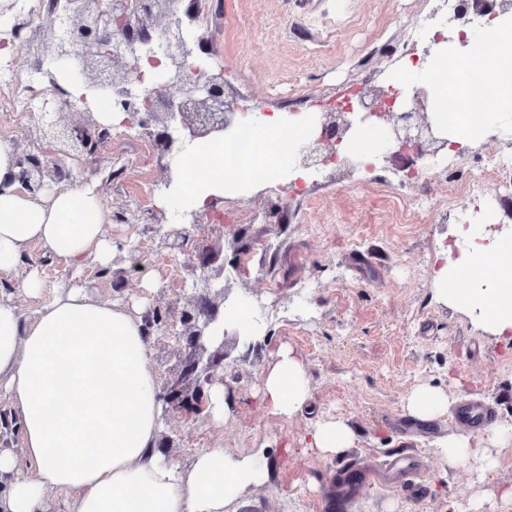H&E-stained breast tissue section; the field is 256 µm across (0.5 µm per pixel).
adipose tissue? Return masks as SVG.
I'll use <instances>...</instances> for the list:
<instances>
[{"mask_svg": "<svg viewBox=\"0 0 512 512\" xmlns=\"http://www.w3.org/2000/svg\"><path fill=\"white\" fill-rule=\"evenodd\" d=\"M492 42L467 34V46H441L429 63L405 59L403 92L422 87L436 119L464 143L483 136L496 117L512 109V18H494ZM465 72L468 84L456 75ZM251 145L238 137L200 140L175 160L176 177L166 210L199 213L211 198L233 197L270 181L296 184L309 173L288 158L315 126L311 113H247ZM21 150L0 137V274L17 286L0 292V399L15 412L22 448H0V512H51L54 495H68L69 512H226L246 492L266 483L272 465L264 451L233 455L204 448L188 471H179L157 446L166 403L152 368L153 351L141 318L125 307L90 299L83 287L50 283L39 267L22 269L32 246L82 271L87 262L111 267V222L92 184L76 183L35 195L17 179ZM432 287L438 299L464 308L496 335L512 333V234L487 239L482 229L460 231L453 250L436 256ZM38 302L33 316L22 304ZM310 396L304 361L279 351L264 369L261 400L271 413L295 416ZM449 407L446 392L424 384L412 391L407 412L424 422ZM354 432L323 420L309 432L308 447L335 454ZM512 443V426L492 425L458 434L439 445L449 467L480 477L496 462L487 443ZM31 462L21 470L19 459Z\"/></svg>", "mask_w": 512, "mask_h": 512, "instance_id": "obj_1", "label": "adipose tissue"}]
</instances>
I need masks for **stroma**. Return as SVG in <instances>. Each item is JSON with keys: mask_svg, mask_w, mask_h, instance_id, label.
<instances>
[{"mask_svg": "<svg viewBox=\"0 0 512 512\" xmlns=\"http://www.w3.org/2000/svg\"><path fill=\"white\" fill-rule=\"evenodd\" d=\"M37 17L0 62L11 76L0 98L25 90L26 61L50 33L43 0H30ZM440 0H202L195 32L208 36L210 65L223 69L241 107L268 112H323L355 89L399 71L412 24ZM384 31L376 43L372 34ZM496 138L468 142L456 168L411 180L386 162L370 176L333 169L331 177L298 186L247 192L203 215L177 234L165 221L158 181L166 179L161 148L138 124L112 127L94 155L67 158L71 181L93 183L108 211L117 248L112 265L88 263L81 274L89 293L168 322L150 338L160 382L176 379L183 346L179 316L207 285L224 286L261 307L265 339L250 350L235 334L223 341L229 361L213 366L228 408L211 414H167L158 433L169 459L188 467L202 448L234 454L264 450L274 475L250 489L237 512H470L481 499L493 512H512L502 489L512 486V444L491 447L492 481L449 469L438 451L444 438L466 432L444 414L431 422L410 416L407 396L420 384L443 389L453 406L479 400L495 420L512 425V339L485 329L468 311L437 301L431 285L440 244L452 242L461 215L479 201L458 186L479 161L512 155V119ZM426 207H418L420 197ZM145 263V285L131 270ZM306 365L308 411L286 419L257 397L263 370L279 348ZM341 419L353 444L314 455L304 435L318 419ZM422 462L426 495L376 483L339 495L332 478L353 462L384 468L396 450Z\"/></svg>", "mask_w": 512, "mask_h": 512, "instance_id": "1", "label": "stroma"}]
</instances>
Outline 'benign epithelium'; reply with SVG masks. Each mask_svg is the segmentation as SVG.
<instances>
[{
  "label": "benign epithelium",
  "instance_id": "7a95c632",
  "mask_svg": "<svg viewBox=\"0 0 512 512\" xmlns=\"http://www.w3.org/2000/svg\"><path fill=\"white\" fill-rule=\"evenodd\" d=\"M497 0H459L451 12L440 16L441 30L432 46L455 40L465 42L463 27L488 14L496 15ZM53 17L50 42L36 48L29 59L28 74L33 82L47 78L56 97L38 102L40 133L48 147L66 155L91 156L96 150V134L107 129L97 125L65 124L64 112L93 111V94L116 102L118 111L135 119L146 113L140 125H161L156 134L166 153L181 151L198 139L222 137L234 127L239 107L229 98L224 71L211 69L207 62L210 41L204 36L186 37L183 18H195L197 0H54L48 6ZM432 46L424 49L422 61L432 56ZM164 64L156 81L147 83L138 73L141 61ZM68 65L82 87L73 96L52 78L50 69ZM361 114L360 122L385 123L390 144L398 149L384 151L390 160L402 152L412 154L408 174L420 160L448 149L444 138L428 120L421 105V92L400 99L394 87H372L357 101L322 113L317 132L297 151L295 161L305 170L319 171L336 163L337 146L354 130L350 115ZM18 180L24 189L38 193L44 185L45 168L52 167L51 180L68 177L62 157L47 161L42 155L26 153L20 158ZM215 321L212 302L197 297L192 309L181 313L186 348L193 355L189 370L196 380L194 392L183 394L176 381L167 383L164 399L173 411L201 412L208 401L211 362L198 351Z\"/></svg>",
  "mask_w": 512,
  "mask_h": 512
}]
</instances>
